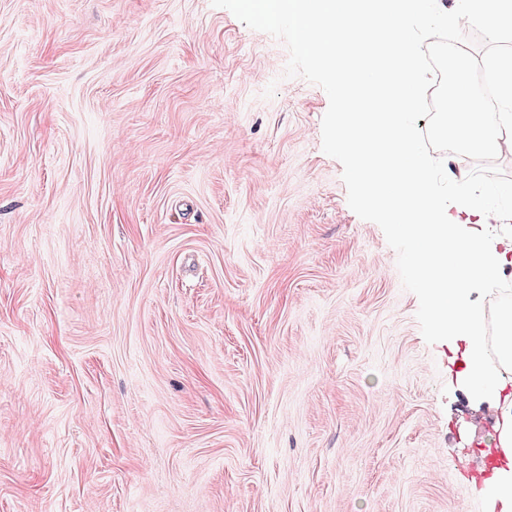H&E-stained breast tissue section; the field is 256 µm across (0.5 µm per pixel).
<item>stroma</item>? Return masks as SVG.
Wrapping results in <instances>:
<instances>
[{"label": "stroma", "instance_id": "obj_1", "mask_svg": "<svg viewBox=\"0 0 512 512\" xmlns=\"http://www.w3.org/2000/svg\"><path fill=\"white\" fill-rule=\"evenodd\" d=\"M338 110L243 0H0V512H489Z\"/></svg>", "mask_w": 512, "mask_h": 512}]
</instances>
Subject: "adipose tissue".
<instances>
[{"label": "adipose tissue", "mask_w": 512, "mask_h": 512, "mask_svg": "<svg viewBox=\"0 0 512 512\" xmlns=\"http://www.w3.org/2000/svg\"><path fill=\"white\" fill-rule=\"evenodd\" d=\"M271 24L289 18L299 43L316 62L336 71L344 101L336 145L350 159L353 182L365 199L411 245L409 265L424 290L438 335L465 344L461 380L475 404L499 412L494 467L487 492L496 512H512V300L495 315L473 302L492 287L512 242L488 225L451 220L449 209L472 211L468 196L453 205L437 198L433 159L418 148L411 114L418 85L414 29L429 15V0H255Z\"/></svg>", "instance_id": "ef3b65f1"}]
</instances>
